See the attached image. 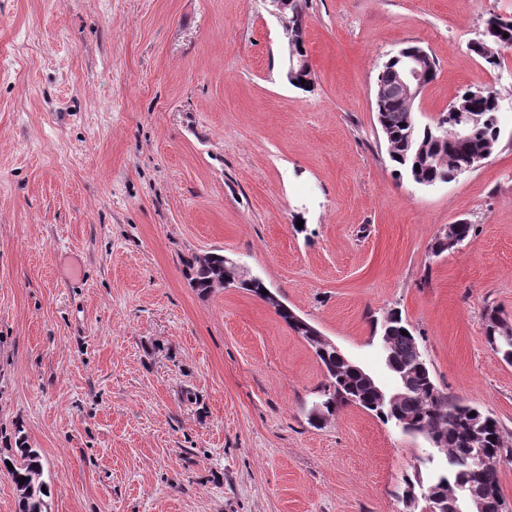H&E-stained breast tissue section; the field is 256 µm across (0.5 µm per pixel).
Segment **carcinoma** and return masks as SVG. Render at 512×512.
<instances>
[{
    "instance_id": "obj_1",
    "label": "carcinoma",
    "mask_w": 512,
    "mask_h": 512,
    "mask_svg": "<svg viewBox=\"0 0 512 512\" xmlns=\"http://www.w3.org/2000/svg\"><path fill=\"white\" fill-rule=\"evenodd\" d=\"M487 23L496 27L484 47L473 52L489 66H502L501 50L512 47V18L493 15ZM289 36H298L302 30V6L299 0H292L288 18ZM498 89L486 87L483 98L473 100L474 108L485 114V120L473 127L467 138L457 135L454 116L449 111L439 113L431 123H412L408 109L400 102L393 101L385 111L377 113V122L387 145L389 159L395 171L406 175L415 183H435L450 179L465 164L468 156L485 149L495 148L500 130L494 118L500 104ZM426 147L429 160L416 159L414 142ZM188 276L200 292H208L214 285L224 281V255L207 253L194 256L186 262ZM237 287L252 293L260 299L271 302L270 295L261 293L263 281L255 276L243 275ZM488 342L505 361L512 363V339L504 337L501 318L495 310L485 314ZM408 334L403 335L401 331ZM381 335L389 337L387 356L393 368L411 376L412 389L409 398L395 407L378 402L375 392L366 384L361 374L336 357L334 350L329 353L315 351V355L326 370V383L318 391L319 403L324 413L332 416L340 408L356 404L374 413L384 423L404 424V431L422 435L439 451L445 453V471L434 474L424 482L420 476L407 481L408 487L416 485L430 495L431 505L436 512H454L450 505L455 503L461 488L476 481L492 496H501L498 473L500 465L512 462V447L505 444V430L491 414L477 407L452 401L434 381L426 359L413 333L403 321L401 314L391 311L380 324ZM468 434L480 438L486 452L499 459V464L473 473L459 463L462 437ZM16 460L8 471L18 497V512H49L50 493L42 491L46 482L42 479L43 464L37 450L29 447L19 436L15 440Z\"/></svg>"
}]
</instances>
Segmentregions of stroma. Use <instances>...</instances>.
I'll list each match as a JSON object with an SVG mask.
<instances>
[{
    "label": "stroma",
    "instance_id": "1",
    "mask_svg": "<svg viewBox=\"0 0 512 512\" xmlns=\"http://www.w3.org/2000/svg\"><path fill=\"white\" fill-rule=\"evenodd\" d=\"M312 85L288 83L268 0H0V512L22 431L51 512H405L445 465L349 405L308 419L325 369L273 305L199 293L185 259H237L384 388L372 322L400 311L437 384L512 432V62L469 45L512 0H305ZM437 63L417 116L495 84L476 170L397 176L379 66ZM473 229L432 255L445 224ZM486 333L488 342L492 347L502 354L506 362L512 363V339L503 337L505 329L501 327V318L495 310H488L485 314Z\"/></svg>",
    "mask_w": 512,
    "mask_h": 512
}]
</instances>
